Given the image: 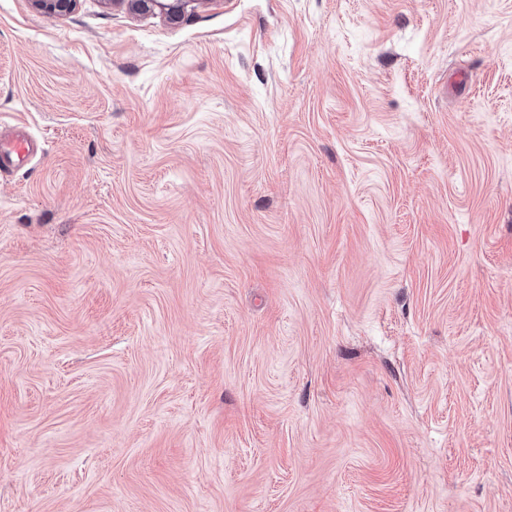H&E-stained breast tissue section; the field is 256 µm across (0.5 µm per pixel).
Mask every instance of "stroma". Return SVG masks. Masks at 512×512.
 I'll return each mask as SVG.
<instances>
[{"instance_id": "1", "label": "stroma", "mask_w": 512, "mask_h": 512, "mask_svg": "<svg viewBox=\"0 0 512 512\" xmlns=\"http://www.w3.org/2000/svg\"><path fill=\"white\" fill-rule=\"evenodd\" d=\"M0 512H512V0H0ZM131 9L138 13L160 14L171 22H177L194 10L202 0H127ZM15 127V131L3 136L0 131V171L21 167L35 152L32 140L19 126Z\"/></svg>"}]
</instances>
